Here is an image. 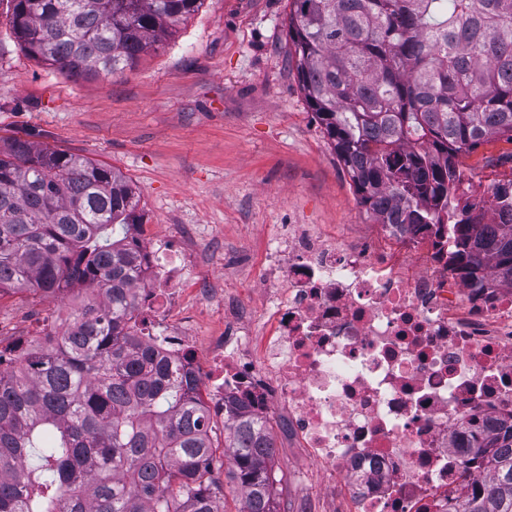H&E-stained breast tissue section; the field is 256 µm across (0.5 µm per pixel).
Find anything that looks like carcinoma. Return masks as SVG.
I'll return each mask as SVG.
<instances>
[{
  "label": "carcinoma",
  "mask_w": 512,
  "mask_h": 512,
  "mask_svg": "<svg viewBox=\"0 0 512 512\" xmlns=\"http://www.w3.org/2000/svg\"><path fill=\"white\" fill-rule=\"evenodd\" d=\"M202 0H9L17 40L74 79L134 68ZM298 82L381 224L448 226V269L512 287V223L449 208L459 156L512 144V0H292ZM512 211V178L494 193ZM139 198L113 168L0 137V298L85 292L52 341L0 345V512H277L269 422L224 411L147 344L129 243ZM456 512H512V428Z\"/></svg>",
  "instance_id": "carcinoma-1"
}]
</instances>
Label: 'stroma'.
Instances as JSON below:
<instances>
[{"mask_svg": "<svg viewBox=\"0 0 512 512\" xmlns=\"http://www.w3.org/2000/svg\"><path fill=\"white\" fill-rule=\"evenodd\" d=\"M291 0H203L133 69L74 80L31 58L0 0V136L106 163L141 196L146 233L175 232L191 245L192 284L242 302L250 325L264 302L258 259L284 224H314L350 241L373 218L299 87L287 19ZM499 140L461 154L484 185L512 176ZM200 348L227 316L189 302L180 313ZM51 304L0 298V339L46 334ZM275 443L278 512H343L316 464L289 447L281 414Z\"/></svg>", "mask_w": 512, "mask_h": 512, "instance_id": "1", "label": "stroma"}]
</instances>
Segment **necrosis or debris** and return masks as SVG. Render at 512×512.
<instances>
[{
    "mask_svg": "<svg viewBox=\"0 0 512 512\" xmlns=\"http://www.w3.org/2000/svg\"><path fill=\"white\" fill-rule=\"evenodd\" d=\"M136 242L151 345L198 379L210 412L228 400L259 418L283 408L320 470L342 480L350 512H454L464 470L486 476L475 449L491 422H512V288L449 272V236L383 224L377 241L354 245L289 225L261 257L260 329L205 355L167 320L223 292L186 290L180 241Z\"/></svg>",
    "mask_w": 512,
    "mask_h": 512,
    "instance_id": "4bbe7bcc",
    "label": "necrosis or debris"
}]
</instances>
